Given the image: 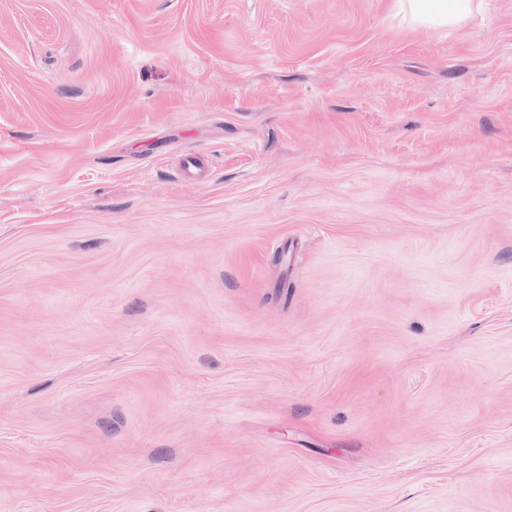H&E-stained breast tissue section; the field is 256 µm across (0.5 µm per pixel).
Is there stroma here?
Here are the masks:
<instances>
[{"label":"stroma","instance_id":"1","mask_svg":"<svg viewBox=\"0 0 512 512\" xmlns=\"http://www.w3.org/2000/svg\"><path fill=\"white\" fill-rule=\"evenodd\" d=\"M0 512H512V0H0ZM400 8L414 24L430 29L458 26L478 10L482 0H400Z\"/></svg>","mask_w":512,"mask_h":512}]
</instances>
